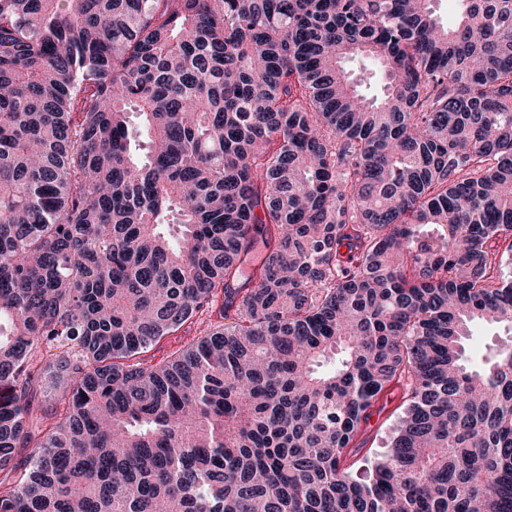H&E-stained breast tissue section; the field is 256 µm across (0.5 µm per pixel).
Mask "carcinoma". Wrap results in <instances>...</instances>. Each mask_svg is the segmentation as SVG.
Listing matches in <instances>:
<instances>
[{"label":"carcinoma","mask_w":512,"mask_h":512,"mask_svg":"<svg viewBox=\"0 0 512 512\" xmlns=\"http://www.w3.org/2000/svg\"><path fill=\"white\" fill-rule=\"evenodd\" d=\"M432 2L0 0V512H512V0ZM210 321L214 323L215 318L209 317L207 313H204L194 323L185 325L176 334L161 340L150 352L144 354L146 360L148 363L155 364L165 359L175 350L192 343L207 329ZM473 336L466 341V355L473 359H480L482 355L488 352L490 347H493L497 340L507 336H497V332L491 328L483 325H474L472 328ZM402 394L399 390H388L385 392L378 404L373 409V415L370 419L368 432L364 438L369 437L363 450L355 457L359 460L355 466L358 470L365 465L364 460L373 463L374 459L384 455L388 450V443L393 434L394 427L397 425L398 418L404 410Z\"/></svg>","instance_id":"obj_1"}]
</instances>
